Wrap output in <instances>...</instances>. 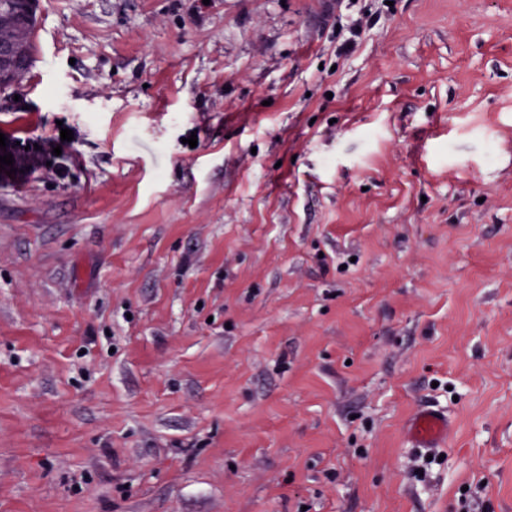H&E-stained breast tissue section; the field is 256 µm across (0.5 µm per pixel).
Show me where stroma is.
<instances>
[{"label": "stroma", "instance_id": "35a3bbf8", "mask_svg": "<svg viewBox=\"0 0 512 512\" xmlns=\"http://www.w3.org/2000/svg\"><path fill=\"white\" fill-rule=\"evenodd\" d=\"M34 43L0 512H512V0H40ZM405 436L415 448H438L448 440V417L437 410H420L407 424Z\"/></svg>", "mask_w": 512, "mask_h": 512}]
</instances>
